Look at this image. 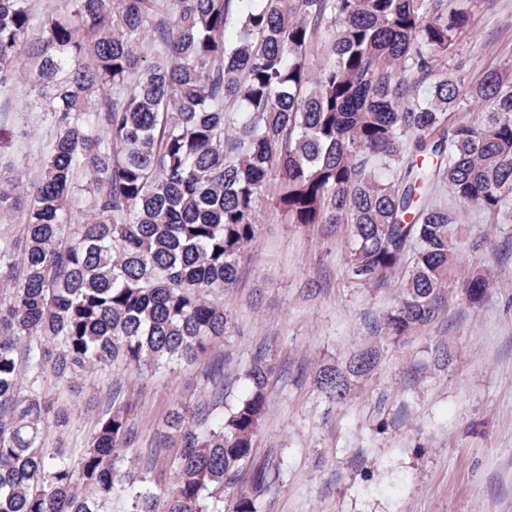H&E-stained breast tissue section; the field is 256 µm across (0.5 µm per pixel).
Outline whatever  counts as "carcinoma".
<instances>
[{
	"label": "carcinoma",
	"mask_w": 512,
	"mask_h": 512,
	"mask_svg": "<svg viewBox=\"0 0 512 512\" xmlns=\"http://www.w3.org/2000/svg\"><path fill=\"white\" fill-rule=\"evenodd\" d=\"M32 2L0 0V89L35 94L54 130L35 176H0V223L22 216L0 248V512H112L116 497L123 512H223L247 469L229 512H258L263 356L228 415L218 363L213 398L169 411L164 487L121 464L130 402L100 416L78 465L44 447L69 412L42 382L210 359L274 172L288 223L344 244L351 285L397 286L385 335L423 330L459 291L483 301L491 280L460 279L458 215L430 194L512 221V66L487 70L479 111L457 120L461 77L443 65L495 0H60L35 40ZM378 359L322 366L319 388L341 401Z\"/></svg>",
	"instance_id": "cac0c4a2"
}]
</instances>
